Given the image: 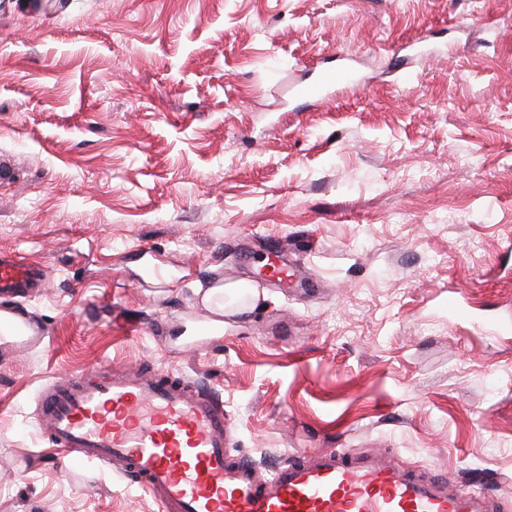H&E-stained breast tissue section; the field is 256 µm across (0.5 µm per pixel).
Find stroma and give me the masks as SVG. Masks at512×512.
Here are the masks:
<instances>
[{"mask_svg": "<svg viewBox=\"0 0 512 512\" xmlns=\"http://www.w3.org/2000/svg\"><path fill=\"white\" fill-rule=\"evenodd\" d=\"M0 252L48 334L0 362V512H161L40 432L103 364L209 384L261 472L390 451L512 512V0H0ZM222 280L265 297L216 324ZM44 281L43 269L30 263H21L12 256L0 255V298L13 301L22 297L23 288L31 284L41 286Z\"/></svg>", "mask_w": 512, "mask_h": 512, "instance_id": "1", "label": "stroma"}]
</instances>
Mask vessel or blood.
<instances>
[{
    "instance_id": "obj_1",
    "label": "vessel or blood",
    "mask_w": 512,
    "mask_h": 512,
    "mask_svg": "<svg viewBox=\"0 0 512 512\" xmlns=\"http://www.w3.org/2000/svg\"><path fill=\"white\" fill-rule=\"evenodd\" d=\"M43 281L41 267L0 255V299ZM45 339L28 313L0 314L1 357ZM37 414L49 447L113 467L162 512H499L494 491L421 478L386 452L320 450L261 476L252 459L228 458L232 423L213 392L161 369L98 367L50 379Z\"/></svg>"
}]
</instances>
